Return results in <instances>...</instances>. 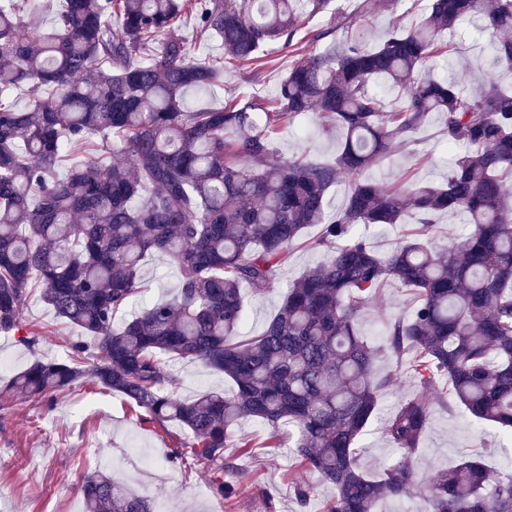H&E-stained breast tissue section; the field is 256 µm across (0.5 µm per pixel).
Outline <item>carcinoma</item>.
I'll return each instance as SVG.
<instances>
[{
	"label": "carcinoma",
	"mask_w": 512,
	"mask_h": 512,
	"mask_svg": "<svg viewBox=\"0 0 512 512\" xmlns=\"http://www.w3.org/2000/svg\"><path fill=\"white\" fill-rule=\"evenodd\" d=\"M330 0H0V335L22 330L32 291L86 338L61 360L35 358L0 396L50 398L78 382L122 394L144 421L174 423L191 453L224 484L233 426L254 419L296 448L302 467L336 494L324 512H378L417 493L420 512H512V473L478 458L437 470L423 488L412 458L448 388L473 420L512 432V91L494 79L467 88L421 78L451 61L443 33L482 21L496 61L512 72V0H427L408 27L373 46L366 28L294 63L272 111L251 101L191 110L186 96L223 81L224 67L195 56L219 39L237 62L293 45ZM54 13L44 30L42 12ZM193 20L195 41L176 35ZM384 83L394 96L375 89ZM24 88L25 108L11 103ZM313 113L342 136L327 163L268 162L280 129ZM460 152L441 183L354 182L342 208L327 194L344 174L378 165L433 115ZM112 146L56 175L64 153ZM467 224L464 240L430 243L438 214ZM412 218L419 233L380 254L355 228ZM312 224L328 260L288 285L256 336H240L243 290L276 289V266ZM177 270L176 294L127 318L144 260ZM409 291L411 314L388 321L385 345L359 333L366 304L386 284ZM433 397L406 398L383 432L398 458L379 474L357 442L391 385L379 358L402 360ZM198 362L232 387L179 395L166 359ZM84 512H154L104 472L85 478Z\"/></svg>",
	"instance_id": "carcinoma-1"
}]
</instances>
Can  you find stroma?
<instances>
[{
  "mask_svg": "<svg viewBox=\"0 0 512 512\" xmlns=\"http://www.w3.org/2000/svg\"><path fill=\"white\" fill-rule=\"evenodd\" d=\"M371 13H363L362 0H332L326 13L315 16L309 28L299 31L293 47L268 52L257 67L225 58L221 41L197 46L203 58L224 61V82L213 92L190 94V108L220 107L237 97L268 99L298 54L318 51L309 29L335 19L336 39H343L348 26L361 24L371 37L392 23L409 25L422 12V0L412 10L393 5L391 0H376ZM454 69L443 68L436 61L429 70L436 77H457L466 72L468 86H475L498 66L486 48V39L476 24L459 25L454 36ZM337 136L321 134L313 117L295 121L276 141L273 161L307 157L325 161L335 157ZM448 147L442 135L439 117H431L417 133L415 142L395 145L383 162L361 172L360 177L380 184L402 179H440L448 173ZM320 226L308 227L304 242L285 252L276 270L277 290L263 295L246 293L247 317L243 330L259 333L277 312L282 289L288 282L322 262V255L312 253L307 239L317 237ZM179 284L177 271L158 256H149L142 270L145 301L170 297ZM410 302L405 289L390 284L374 297L360 322L362 336L373 346H382V326L386 320L409 314ZM25 324L42 331L44 338L37 351L20 344L17 337L0 335V357L10 359V372L0 371V382L9 373L20 372L34 357L66 358L73 341L82 329L59 319L39 297H31L23 313ZM178 392L192 397L204 390L229 389L223 374L203 369L184 360L170 362ZM380 373L392 372L396 382L381 398L379 417L373 418L362 433L359 444L364 448L362 466L376 473L394 458L396 451L381 432V415L392 410L401 398L420 393L418 379L398 370L395 361L378 365ZM235 436L252 438L251 449L229 448L224 452V481L236 488L230 498L211 490L209 465L187 458L172 464L166 457L170 449L187 442L185 432L161 428L139 421L126 399L97 386L80 383L49 401L13 397L8 410H0V512H83L80 487L85 476L95 471L111 474L137 495L150 497L156 512H322L323 505L334 495L331 486L319 483L302 469L290 448H267L265 428L256 420H244L234 430ZM503 436L490 425H481L462 411H449L443 403L433 406L430 428L421 449L413 459L420 481H428L440 468L451 467L466 456L477 457L495 470L512 468V456L502 450ZM309 486L308 500H300L297 485Z\"/></svg>",
  "mask_w": 512,
  "mask_h": 512,
  "instance_id": "obj_1",
  "label": "stroma"
}]
</instances>
